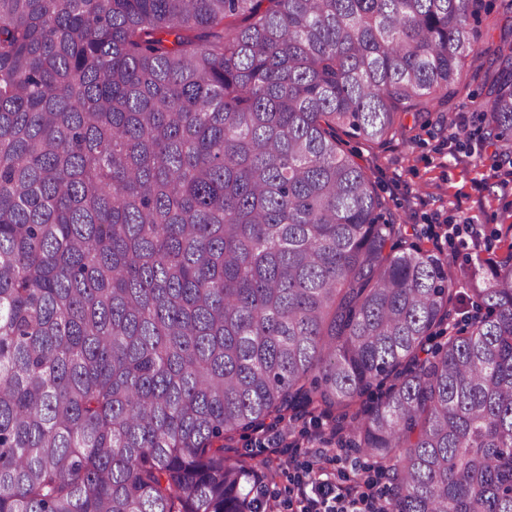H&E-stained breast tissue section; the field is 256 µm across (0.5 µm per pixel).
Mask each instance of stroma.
<instances>
[{"label":"stroma","mask_w":512,"mask_h":512,"mask_svg":"<svg viewBox=\"0 0 512 512\" xmlns=\"http://www.w3.org/2000/svg\"><path fill=\"white\" fill-rule=\"evenodd\" d=\"M495 14H487L480 25L478 58L467 67L455 94L444 104L431 107L405 135L383 146L360 138L346 139L345 152L359 157L365 172L383 197L392 219L415 225L426 249H440L455 266L467 265L469 251L463 242L478 230L481 257L496 261L512 244V190L492 178L501 161L493 151L483 150L482 130L472 100L484 99L485 71L498 42ZM482 164H474L476 154ZM458 233H451V226ZM327 418L317 415L288 417L280 423V449H273L270 431L260 429L236 434L238 455L254 465H265V479L272 503L287 506L296 467L321 468L335 473L341 483H378L380 471L373 457L354 448L324 444ZM294 465H287V458Z\"/></svg>","instance_id":"35a3bbf8"}]
</instances>
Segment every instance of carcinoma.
I'll return each instance as SVG.
<instances>
[{
  "mask_svg": "<svg viewBox=\"0 0 512 512\" xmlns=\"http://www.w3.org/2000/svg\"><path fill=\"white\" fill-rule=\"evenodd\" d=\"M503 2L474 108L508 157ZM484 13L0 0V512H250L229 442L311 409L390 512H512V244L457 327L461 278L340 137L448 101Z\"/></svg>",
  "mask_w": 512,
  "mask_h": 512,
  "instance_id": "1",
  "label": "carcinoma"
}]
</instances>
